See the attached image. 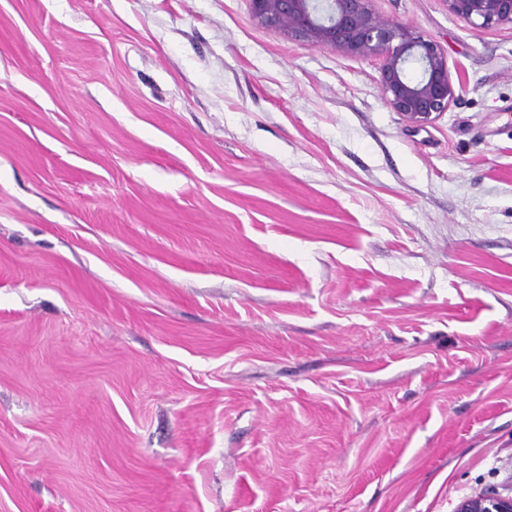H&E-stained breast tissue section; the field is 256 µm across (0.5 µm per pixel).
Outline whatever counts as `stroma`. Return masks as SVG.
Listing matches in <instances>:
<instances>
[{
	"label": "stroma",
	"instance_id": "obj_1",
	"mask_svg": "<svg viewBox=\"0 0 512 512\" xmlns=\"http://www.w3.org/2000/svg\"><path fill=\"white\" fill-rule=\"evenodd\" d=\"M432 123L249 0H0V512L512 490V28Z\"/></svg>",
	"mask_w": 512,
	"mask_h": 512
}]
</instances>
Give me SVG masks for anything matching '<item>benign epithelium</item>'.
<instances>
[{"label": "benign epithelium", "instance_id": "7a95c632", "mask_svg": "<svg viewBox=\"0 0 512 512\" xmlns=\"http://www.w3.org/2000/svg\"><path fill=\"white\" fill-rule=\"evenodd\" d=\"M374 0H250L253 18L290 39L378 61L386 105L413 125L432 122L459 97L440 44L413 26L382 19ZM475 28L512 27V0H445ZM454 512H512V495L462 499Z\"/></svg>", "mask_w": 512, "mask_h": 512}]
</instances>
